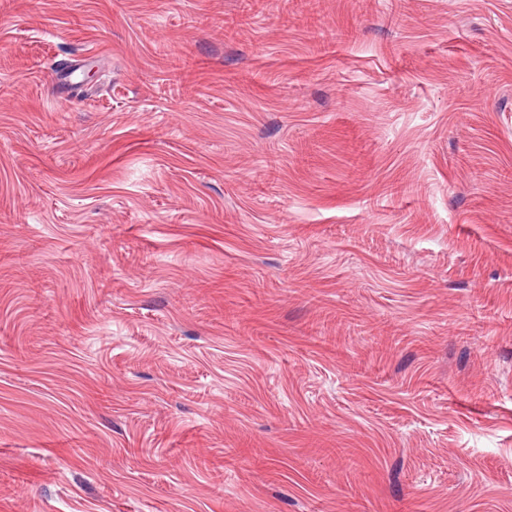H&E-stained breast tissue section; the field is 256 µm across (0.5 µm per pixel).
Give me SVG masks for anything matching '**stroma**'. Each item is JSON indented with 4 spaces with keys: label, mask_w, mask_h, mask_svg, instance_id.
Segmentation results:
<instances>
[{
    "label": "stroma",
    "mask_w": 512,
    "mask_h": 512,
    "mask_svg": "<svg viewBox=\"0 0 512 512\" xmlns=\"http://www.w3.org/2000/svg\"><path fill=\"white\" fill-rule=\"evenodd\" d=\"M0 512H512V0H0Z\"/></svg>",
    "instance_id": "stroma-1"
}]
</instances>
